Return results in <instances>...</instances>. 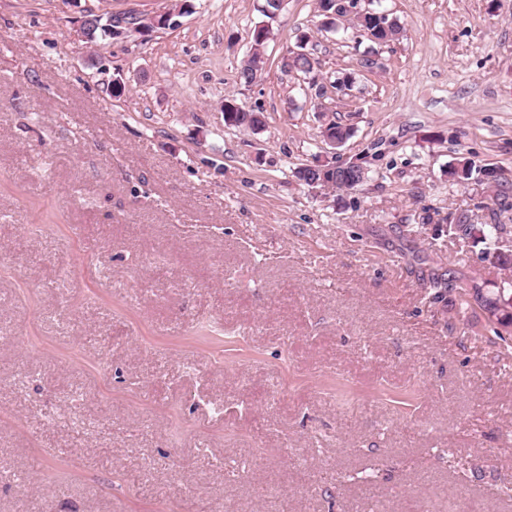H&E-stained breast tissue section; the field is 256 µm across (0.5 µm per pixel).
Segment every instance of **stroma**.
Listing matches in <instances>:
<instances>
[{
    "mask_svg": "<svg viewBox=\"0 0 512 512\" xmlns=\"http://www.w3.org/2000/svg\"><path fill=\"white\" fill-rule=\"evenodd\" d=\"M262 4L0 0V512H512V326L460 304L505 273L448 232L512 250V0H372L385 44ZM344 161L358 188L295 176ZM100 24L102 22H105L104 25L106 28H108L113 35H119L124 33L125 29H132L135 32L139 34L145 35L147 32L151 31L152 29H148L145 26L149 23H154L155 27L158 26H169L172 14L168 13L166 11L156 13L153 16L144 18L145 21L138 25L133 24H127L124 22H117L112 21V14L107 15L104 17V15H96ZM104 27H96L93 34H94V41L95 42H102L110 38L109 32ZM233 105H238L235 99L226 98L224 100V122L226 124L253 131L264 126L265 120L262 112L249 111L239 105L240 108ZM450 174L461 183H465L472 179L474 174L489 183H496L498 181V177H496L488 168H477L472 161L467 159L460 160L456 164L452 165ZM503 224H465L459 220L456 224H449L448 232L453 235L472 238L477 243L484 244V253L486 256H492L502 267H512V254H507L500 249L499 239L504 233Z\"/></svg>",
    "mask_w": 512,
    "mask_h": 512,
    "instance_id": "obj_1",
    "label": "stroma"
}]
</instances>
